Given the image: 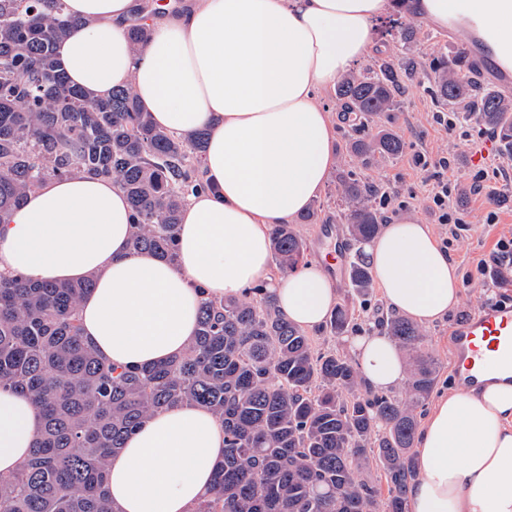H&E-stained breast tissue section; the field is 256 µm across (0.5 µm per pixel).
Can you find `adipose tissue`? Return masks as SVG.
<instances>
[{
	"instance_id": "1",
	"label": "adipose tissue",
	"mask_w": 512,
	"mask_h": 512,
	"mask_svg": "<svg viewBox=\"0 0 512 512\" xmlns=\"http://www.w3.org/2000/svg\"><path fill=\"white\" fill-rule=\"evenodd\" d=\"M496 42L512 44V0H467ZM131 0H66L83 22L57 46L73 84L92 98L132 86L156 125L206 131L208 187L181 211L177 263L131 249V207L111 179L52 177L0 218V271L94 287L79 304L82 333L116 366L182 354L202 297L241 295L265 277L272 229L317 199L336 166V126L319 100L373 49L390 0H168L134 48L124 27ZM372 275L395 312L421 324L459 301L457 272L431 227L385 225L366 242ZM281 312L322 325L336 290L313 262L268 283ZM349 346L367 384L407 377L397 345L373 332ZM43 425L25 394L0 389V476L28 459ZM419 477L410 512H512V369L471 390L449 388L417 435ZM224 427L206 408L178 405L148 418L111 458L116 512H191L223 459Z\"/></svg>"
}]
</instances>
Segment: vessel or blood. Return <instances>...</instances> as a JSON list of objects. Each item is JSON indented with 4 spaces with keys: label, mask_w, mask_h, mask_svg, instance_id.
Returning <instances> with one entry per match:
<instances>
[{
    "label": "vessel or blood",
    "mask_w": 512,
    "mask_h": 512,
    "mask_svg": "<svg viewBox=\"0 0 512 512\" xmlns=\"http://www.w3.org/2000/svg\"><path fill=\"white\" fill-rule=\"evenodd\" d=\"M463 51L482 83L499 93L512 95V71L500 65L496 50L488 48L474 34ZM319 239L332 242V269L344 272L349 245L339 225H322ZM451 350L459 384L466 388L482 386L485 377L500 362L512 359V305L492 303L466 316L453 331Z\"/></svg>",
    "instance_id": "1"
}]
</instances>
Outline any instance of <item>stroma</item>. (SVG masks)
<instances>
[{"label": "stroma", "instance_id": "stroma-1", "mask_svg": "<svg viewBox=\"0 0 512 512\" xmlns=\"http://www.w3.org/2000/svg\"><path fill=\"white\" fill-rule=\"evenodd\" d=\"M420 30V41L414 54L416 78L401 97L398 110L383 116L382 122L405 143L415 145L417 150L451 154L459 187L464 192L460 204L469 210L470 225L468 230L459 232L455 237L451 236L448 225H435L434 230L439 238L449 239L448 254L458 271L463 273L475 270L479 261L488 257L501 235L512 233V180L506 179L497 184L492 201L474 199L468 195L470 180L477 168L489 169L499 164L504 165L508 159L500 151L483 160L481 165H472L468 156L482 146L483 137L475 134L470 141L462 143L455 135L445 133L434 125L433 114L440 111L441 106L430 92L433 80L429 63L435 56L454 54L455 49L428 25H421ZM322 98L336 123L337 169L355 171L374 183H389L391 192L402 201L403 206L396 212L388 213V220L415 217L430 222L425 189L420 177L409 166V154H402L399 158L388 159L368 168L350 160L346 151L349 140L374 131L375 125L371 122L360 125L347 119L345 109L333 91L324 92ZM491 211L497 214V221L493 224L486 221ZM493 295L492 286L484 284L480 279L461 283L458 305L443 320L423 326L429 349L438 361L436 391L447 390L455 383L450 349L452 327L461 318L474 313L490 301ZM337 302L348 309L364 332L372 329L377 315L389 311L380 289L376 287L365 295L358 294L351 287L338 289Z\"/></svg>", "mask_w": 512, "mask_h": 512}]
</instances>
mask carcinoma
I'll list each match as a JSON object with an SVG mask.
<instances>
[{
  "label": "carcinoma",
  "mask_w": 512,
  "mask_h": 512,
  "mask_svg": "<svg viewBox=\"0 0 512 512\" xmlns=\"http://www.w3.org/2000/svg\"><path fill=\"white\" fill-rule=\"evenodd\" d=\"M152 0H132L127 37L136 47L152 29ZM84 22L65 0H0V216L21 206L42 180L92 174L126 194L132 249L178 261L176 238L187 196L206 188L199 159L206 132L176 137L152 121L128 86L95 100L71 84L56 44ZM391 36L407 56L345 75L336 98L362 121L397 109L415 76L418 30L395 22ZM432 92L442 105L467 107L494 128L512 159V99L480 91L464 53L433 63ZM387 126L347 143L365 167L403 154ZM351 239L363 243L381 226L371 186L352 171L338 175ZM271 252L286 274L304 259L293 224L271 233ZM359 294L373 288L368 263L351 270ZM94 279L41 283L0 272V388L28 395L44 428L30 457L0 477V512H115L107 490L109 460L151 414L198 404L224 424V461L192 512H409L418 476L415 410L438 376L426 338L407 318L379 316L413 354L405 396L367 387L352 358L314 350L261 283L244 296L201 303L198 332L180 356L161 365L115 368L82 335L81 297ZM336 338L357 330L337 307L326 321ZM383 470L387 496L364 476Z\"/></svg>",
  "instance_id": "obj_1"
}]
</instances>
